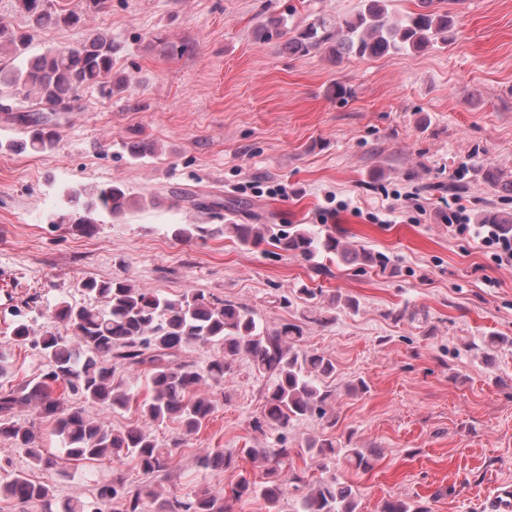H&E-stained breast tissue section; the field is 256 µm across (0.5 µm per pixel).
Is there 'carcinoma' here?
Instances as JSON below:
<instances>
[{
  "label": "carcinoma",
  "instance_id": "carcinoma-1",
  "mask_svg": "<svg viewBox=\"0 0 512 512\" xmlns=\"http://www.w3.org/2000/svg\"><path fill=\"white\" fill-rule=\"evenodd\" d=\"M389 2L360 0L359 9L349 17L318 16L305 25L290 26L286 17L269 14L258 25L257 37L263 42L281 40L293 55L323 52L338 66L352 57L421 52L454 39L452 10L433 7L434 0H417V9L395 16L389 11ZM19 5L37 27L81 21L78 13L53 11L50 0H19ZM4 33L0 27V39L7 38L14 54L22 55L28 35L13 32L6 37ZM113 54L112 39L98 33L77 46L50 49L22 68L0 75V84L21 86L38 100L39 117L21 118L28 137L15 146L37 153L52 149L58 133L50 127L51 113L68 106L86 86L121 87L125 78L112 82ZM485 180L503 196L512 197V181L501 180L499 172L486 170ZM70 202V217L61 215L59 220L71 222L81 233H90L97 224L96 215L122 216L131 206V197L124 187L112 183L77 189L70 194ZM477 221L512 229V213L508 212H483ZM271 231L269 224H178L173 236L178 241H190L229 234L249 245ZM273 239L283 251L305 260L324 254L362 270L389 265V259L379 252L346 244L332 234L318 237L304 226L288 234H276ZM80 288L101 304L78 306L58 298L40 312V317L62 324L65 332L46 329L36 337L26 323L13 330L14 341L31 343L45 360L46 370L39 376L21 387L3 383L10 361L0 351V439L27 449L34 466L50 468L55 460L36 447L32 430L15 421L17 411L30 404L54 417L68 460L81 464L108 457L120 463L131 458L145 475H166L165 456L149 432L139 427L112 430L86 410L101 405L119 413L129 407L134 393L131 385L117 375L119 365L140 367L146 374L148 396L140 407L146 421L157 425L173 421L181 426L182 437L173 441L174 448L198 433L214 411L213 400L199 392L200 386L223 384L238 359L248 361L259 376L268 380L260 415L251 421L254 431L264 434L286 430L290 423L306 417L318 419L325 429L336 426L332 393L322 385V381L336 377V363L327 355L300 346L302 325L287 321L265 327L253 311L231 301L210 300L203 293L193 292L169 297L138 288L127 278H90L80 282ZM320 295L321 290L306 285L297 289L296 298L305 301V311L301 312L304 319L328 322L326 317L306 314ZM504 343L505 338L490 334L478 337L471 346L488 357ZM195 347L216 349L206 366L180 357L183 351ZM244 453L251 458L259 456L271 466L266 468L261 483L248 473H240L232 498L238 501L258 493L267 512H281V500L289 488L307 489L298 512H357L354 486L334 474L309 486L304 472L294 466L293 456L304 454L317 459L327 472L340 462L367 471L378 458L375 448H359L350 438L342 442L325 436L307 439L297 452L288 447L287 437L282 435L272 448H246ZM232 462L231 455L215 451L201 456L198 466L221 471ZM0 497L22 507L38 502L46 507L45 512H56L52 490L22 474L0 481ZM114 503L118 504L117 512H231L226 497L208 489L189 501H161L150 488L132 492L120 483L97 487L92 501L69 500L62 505V512H103Z\"/></svg>",
  "mask_w": 512,
  "mask_h": 512
}]
</instances>
